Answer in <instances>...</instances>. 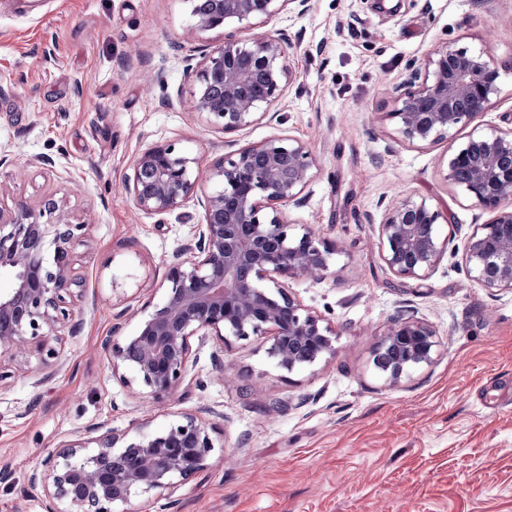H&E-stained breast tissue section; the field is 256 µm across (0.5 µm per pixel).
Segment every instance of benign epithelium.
<instances>
[{"instance_id":"benign-epithelium-1","label":"benign epithelium","mask_w":512,"mask_h":512,"mask_svg":"<svg viewBox=\"0 0 512 512\" xmlns=\"http://www.w3.org/2000/svg\"><path fill=\"white\" fill-rule=\"evenodd\" d=\"M195 29L210 31L228 20L248 22L275 15L289 5L304 13L310 0H191ZM498 71L480 54L448 48L428 59L424 72H411L397 87V121L409 143L452 140L458 126L484 113L498 92ZM287 78L285 52L278 39L257 36L225 41L201 50L193 91L197 111L208 114L224 132L253 121L257 111L280 100ZM314 159L304 143L274 138L247 145L237 157L219 160L202 173L199 158L174 143L143 150L133 164L128 189L138 209L170 214L182 209L204 180L214 189L203 195L202 222L181 252L191 254L169 266L165 296L124 336L113 327L104 341L112 374L136 383L158 399L185 383L192 339L270 336L269 354L289 372L336 352L324 319L290 293L288 280L320 281L329 272L328 247L311 228L292 233L282 206L301 203ZM447 179L461 186L493 213L477 225L463 254L469 276L491 291H512V129L473 132L448 159ZM442 213L426 201L393 204L380 224L384 260L398 278L422 279L435 272L448 252V239L419 228H437ZM85 224L76 221L66 201L49 198L33 208L0 212V276L10 288L0 291V357L28 369L40 385L63 366L58 329L77 332L73 315L74 278L70 248ZM398 346L403 362L387 367L389 384L410 369L429 364L437 347L428 323L401 312L376 344V353ZM217 426L185 415L159 431L115 435L101 423L98 435L76 439L51 452L43 471L29 479V493L42 494L46 512H126L131 498L161 496L188 479L212 457ZM89 444L90 454L82 453Z\"/></svg>"}]
</instances>
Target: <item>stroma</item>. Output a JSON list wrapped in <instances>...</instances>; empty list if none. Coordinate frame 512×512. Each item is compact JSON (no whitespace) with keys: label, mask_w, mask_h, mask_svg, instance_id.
<instances>
[{"label":"stroma","mask_w":512,"mask_h":512,"mask_svg":"<svg viewBox=\"0 0 512 512\" xmlns=\"http://www.w3.org/2000/svg\"><path fill=\"white\" fill-rule=\"evenodd\" d=\"M261 35L285 38L290 81L267 113L223 132L194 109L187 61ZM449 47L500 73L456 144L512 128V0H310L304 13L203 33L185 0H0V211L63 198L86 223L71 250L81 326L59 333L62 370L0 385V512H45L30 475L92 425L132 434L186 414L218 424L223 448L172 498L138 496L128 512H512V292L481 288L462 261L490 213L448 182L447 142L408 143L387 117L408 68ZM274 137L315 158L302 204L284 211L336 253L323 280L289 287L335 330V355L289 373L271 337L211 338L172 397L125 384L102 342L162 299L203 214L194 200L179 215L138 209L126 189L136 157L171 142L207 166ZM405 198L442 211L450 241L422 281H400L383 257L385 207ZM401 310L430 323L438 346L392 387L373 349Z\"/></svg>","instance_id":"1"}]
</instances>
